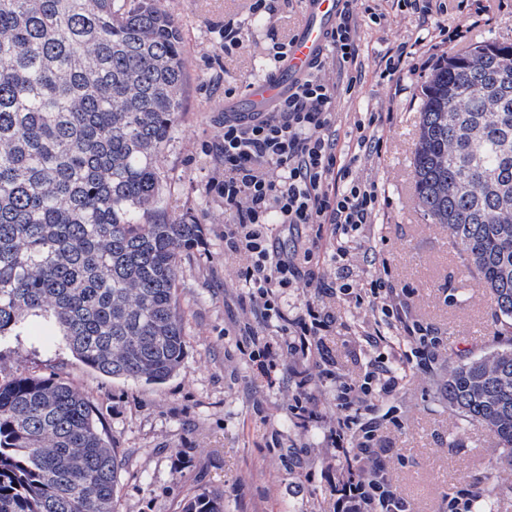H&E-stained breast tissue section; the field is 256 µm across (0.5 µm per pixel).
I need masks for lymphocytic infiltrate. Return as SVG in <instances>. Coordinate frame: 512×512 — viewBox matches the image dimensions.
I'll list each match as a JSON object with an SVG mask.
<instances>
[{
    "label": "lymphocytic infiltrate",
    "instance_id": "f902f5d3",
    "mask_svg": "<svg viewBox=\"0 0 512 512\" xmlns=\"http://www.w3.org/2000/svg\"><path fill=\"white\" fill-rule=\"evenodd\" d=\"M385 19L377 0H345L327 44L343 70V88L310 74L277 111L247 123L225 120L224 134L212 147L224 170L215 184L229 217L224 252L247 257L237 271L246 285L243 299L262 322H276L279 329L278 338L264 342L256 330L246 329L257 347L249 356L252 370L272 386L285 355L304 357L310 348H323L324 336L336 326L327 304L336 294L351 296L367 314L360 330L363 378L337 380L336 415L326 433L328 448L343 465L332 488L342 512H411L377 461L373 431L358 437L353 427L377 402L398 392L414 359L427 358L438 344L429 327L409 319L382 276L361 275L371 256L364 232L381 209V196L356 164L379 154L381 115L368 112L350 123L347 136L355 153L337 148V95L352 93L361 82L358 24ZM302 225L329 228L333 273L313 267V248L275 249L278 232L292 233ZM293 288L305 296L298 306L284 307L283 297Z\"/></svg>",
    "mask_w": 512,
    "mask_h": 512
}]
</instances>
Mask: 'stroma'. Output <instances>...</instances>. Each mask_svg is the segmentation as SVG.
Here are the masks:
<instances>
[{
  "label": "stroma",
  "instance_id": "obj_1",
  "mask_svg": "<svg viewBox=\"0 0 512 512\" xmlns=\"http://www.w3.org/2000/svg\"><path fill=\"white\" fill-rule=\"evenodd\" d=\"M303 2L269 0V12L257 19L250 0H156L175 19L188 61L183 116L160 161L164 191L170 215H191L204 229L202 244L179 267L181 369L161 384L102 376L32 318L29 333L0 341V383L53 377L90 400L122 461L118 512H183L203 493L221 494L224 512L333 510L337 463L324 435L335 410L334 380L358 379L364 362L345 331L327 337L335 377L319 383L320 415L305 429L291 413L293 379L271 387L252 373L243 336L252 315L233 276L246 259L224 254V201L212 187L219 167L206 150L224 131L225 88L277 69L272 46L291 38ZM386 13L383 27L361 24L362 80L355 94L338 96L336 110L343 130L359 112L384 117L379 156L360 163L383 199L366 241L384 261L389 285L409 289L411 315L440 343L434 359L413 366L400 392L373 412L380 463L413 512H443L448 497L469 484L494 501L495 512H512V491L489 467L497 455L492 435L464 422L439 391L454 362L494 350L506 330L447 227L419 207L411 166L422 90L455 48L438 33L424 34L418 14L391 6ZM448 15L450 24L470 27L471 42H512V0H464ZM228 22L243 31L242 44L229 52L221 35ZM404 42L414 49L410 67L400 78H382L380 57Z\"/></svg>",
  "mask_w": 512,
  "mask_h": 512
}]
</instances>
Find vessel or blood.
<instances>
[{
    "mask_svg": "<svg viewBox=\"0 0 512 512\" xmlns=\"http://www.w3.org/2000/svg\"><path fill=\"white\" fill-rule=\"evenodd\" d=\"M343 5L344 0H304L302 21L276 72L249 83L242 97L232 104V111L250 116L274 109L288 90L321 61L326 34L335 25Z\"/></svg>",
    "mask_w": 512,
    "mask_h": 512,
    "instance_id": "b4317fda",
    "label": "vessel or blood"
}]
</instances>
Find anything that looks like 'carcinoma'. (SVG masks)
<instances>
[{
	"instance_id": "carcinoma-1",
	"label": "carcinoma",
	"mask_w": 512,
	"mask_h": 512,
	"mask_svg": "<svg viewBox=\"0 0 512 512\" xmlns=\"http://www.w3.org/2000/svg\"><path fill=\"white\" fill-rule=\"evenodd\" d=\"M512 43L485 40L434 71L413 154L421 210L512 327ZM187 65L155 0H0V337L26 318L86 366L162 383L182 366L179 264L202 243L166 217L160 158ZM448 405L487 429L512 475V343L448 371ZM122 463L89 399L53 378L0 384V512H117ZM185 512H224L202 495Z\"/></svg>"
}]
</instances>
